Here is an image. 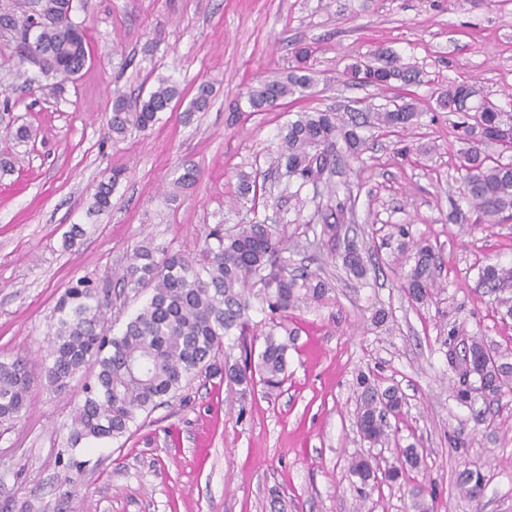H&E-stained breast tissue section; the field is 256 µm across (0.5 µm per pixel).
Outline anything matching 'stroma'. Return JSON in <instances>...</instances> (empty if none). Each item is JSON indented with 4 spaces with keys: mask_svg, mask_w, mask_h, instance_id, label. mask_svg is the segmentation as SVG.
Instances as JSON below:
<instances>
[{
    "mask_svg": "<svg viewBox=\"0 0 512 512\" xmlns=\"http://www.w3.org/2000/svg\"><path fill=\"white\" fill-rule=\"evenodd\" d=\"M72 18L87 29L90 58L55 96L41 93L36 67L18 78L16 41L0 32V97L11 99L0 157L17 159L0 174V360L39 367L55 305L81 278L107 297L120 332L148 297L120 284L133 251L195 254L219 224L269 220L293 266L330 291L290 311L288 380L268 398L240 400L234 384L202 373L130 435L73 450L71 402L84 374L61 394L35 379L27 412L0 432V512H412L418 483L434 486L436 512H512V393L460 405L442 345L454 324L501 346L512 340V320H500L478 282L481 266L512 265V220L453 221L471 211L455 183L462 117L437 110L432 94L433 85L468 81L512 103V0H75ZM300 44L314 51L318 84L296 109L407 92L422 112L404 134L374 132L361 161L333 177L352 190L342 224L367 256L361 280L331 261L309 221L313 207L281 195L268 168L287 112H252L245 101L260 76L293 64ZM379 48L423 69L428 83L348 84L346 67ZM161 78L180 98L150 129L113 141L114 93L144 96ZM205 81L209 106L189 112ZM18 127L30 138L16 139ZM405 142L413 149L403 156ZM115 169L124 175L109 210L91 214L98 183ZM242 172L263 185L258 199L240 197ZM76 224L84 236L64 247ZM395 224L436 253L442 288L428 303H411L400 287L408 253L389 235ZM379 308L391 314L380 327L371 321ZM362 372L405 396L382 448L356 424ZM411 443L424 450L422 467L361 498L351 457L385 470ZM467 468L485 478L476 503L457 484Z\"/></svg>",
    "mask_w": 512,
    "mask_h": 512,
    "instance_id": "35a3bbf8",
    "label": "stroma"
}]
</instances>
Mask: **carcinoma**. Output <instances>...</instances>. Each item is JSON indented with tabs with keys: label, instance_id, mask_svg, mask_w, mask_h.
<instances>
[{
	"label": "carcinoma",
	"instance_id": "obj_1",
	"mask_svg": "<svg viewBox=\"0 0 512 512\" xmlns=\"http://www.w3.org/2000/svg\"><path fill=\"white\" fill-rule=\"evenodd\" d=\"M60 0H14L13 8L0 12V29L10 30L14 38L25 39L36 17L44 18L28 49L45 58L42 72L57 79L44 89L54 95L62 82L86 65L87 35L80 23L59 15ZM313 50L300 45L294 64L275 71L250 87L247 103L253 112L282 105L289 97L306 98L315 85ZM348 81L361 77L377 88L395 82L405 86L424 83L422 71L401 61L384 49L365 61L358 59L345 72ZM441 110L463 113L459 193L486 224L512 219V163L491 160L489 145L504 146L503 131L512 130V109L506 110L483 95L477 85L451 82L434 91ZM177 86L160 79L145 97L134 100L123 94L113 97L108 129L119 141L132 129L146 131L179 97ZM212 86L201 83L189 111L205 109ZM420 113L416 99L401 97L388 105L362 103L345 109L301 111L288 120L280 134L271 165L284 168L296 185L294 196L312 186L316 200L324 182L329 196L338 189L327 183L333 170L347 160H360L371 128L404 132L417 124ZM124 176L112 170L108 180L98 184L91 211L101 213L111 206L112 191ZM283 238L274 235L261 221L238 224L232 232L217 226L209 231L199 254L164 252L143 246L129 258L123 286L134 290L150 289L146 302L128 320L125 328L113 334L105 327L107 304L98 288L80 279L57 301L54 323L43 358L45 380L60 393L78 373L92 369L93 378L84 387L83 399L73 410L69 445L103 440H118L139 426L138 419L150 414L166 399L181 391L189 379L201 371L220 375L239 387L241 398L262 386L265 396L279 391L288 380V350L295 345L296 331L288 326V311L302 304L321 302L329 292L327 283L315 273H297L284 257ZM412 264L402 276L401 288L416 304L431 300L437 290L436 259L428 244L410 248ZM346 273L357 279L367 274L363 253L355 241L344 239L343 247L332 254ZM485 287L497 292L512 284V266L486 265L478 270ZM265 314L257 325L249 312ZM263 340L258 353L248 348ZM240 347L243 362L231 359L229 350ZM472 368L465 367V356H458L460 373L472 371V387L457 381L454 397L470 405L471 390H487L491 402L512 390V363L509 353L481 336H471L468 346ZM33 376L23 357L0 361V426L9 425L26 410ZM357 426L364 440L372 445L389 439V417L401 413L404 396L395 386L381 387L379 381L360 374ZM423 452L409 446L397 449V465L378 476L377 467L365 456H354L349 472L361 487L382 478L395 482L423 463ZM484 482L479 470L466 469L459 475V487L476 501L478 485ZM413 512H434V495L417 485L410 491Z\"/></svg>",
	"mask_w": 512,
	"mask_h": 512
}]
</instances>
